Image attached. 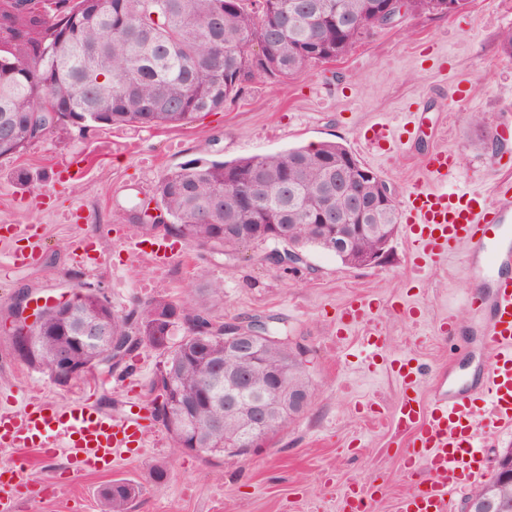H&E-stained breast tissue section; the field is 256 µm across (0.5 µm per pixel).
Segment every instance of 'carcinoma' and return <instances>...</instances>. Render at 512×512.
Listing matches in <instances>:
<instances>
[{
  "label": "carcinoma",
  "mask_w": 512,
  "mask_h": 512,
  "mask_svg": "<svg viewBox=\"0 0 512 512\" xmlns=\"http://www.w3.org/2000/svg\"><path fill=\"white\" fill-rule=\"evenodd\" d=\"M59 0L47 16L35 0H8L0 6V155L19 153L35 143L43 128L38 110H59L58 124L84 130L117 125L173 128L203 113L221 112L258 77L271 82L316 64L346 56L374 32L370 10L379 0ZM440 0H407L412 15L432 14ZM356 180L350 191L369 200L385 180L360 177L364 165L339 142L290 148L233 161L194 158L168 173L157 189L167 224H140L145 232L173 237L228 258L253 245L321 249L317 238L335 229L323 225L327 209L346 207L336 192V167ZM224 297L213 281L182 305L184 334L165 350L173 360V387L154 377L151 411L170 417L165 430L178 441L184 429L199 431L206 461L224 459V438L238 417L224 405L227 375L235 363L224 360V324L210 305ZM163 298L117 311L89 295L85 310L98 315L118 346L132 333L155 347L160 331L153 312L165 314ZM46 335L36 353L22 362L46 375L54 371L53 352L72 343L76 320L44 316ZM254 365L257 382L269 394L270 373L288 368V384L311 397V382L299 359L301 342L288 327ZM140 487L114 480L101 496L105 512H127ZM494 501L493 512H512V483L489 479L467 496L474 510Z\"/></svg>",
  "instance_id": "obj_1"
}]
</instances>
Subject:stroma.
<instances>
[{
    "mask_svg": "<svg viewBox=\"0 0 512 512\" xmlns=\"http://www.w3.org/2000/svg\"><path fill=\"white\" fill-rule=\"evenodd\" d=\"M509 28L512 0H472L453 16L407 17L363 38L335 62L274 84L256 79L224 111L182 128L82 132L62 125L26 150L0 156V225L25 229L0 241V311L21 288L58 299L91 286L122 311L154 298L181 305L197 288L220 280L224 297L213 304V318L283 319L310 350L313 388L309 409L294 424L254 452L220 464L180 450L160 426L138 452L119 456L111 472H88L63 484L56 478L68 465L65 455L41 461L35 449H24L21 454L36 461V476L56 489L40 498L20 493L15 512H103L100 490L115 479L142 488L131 512H336L337 496L353 482L385 485L376 512H395L396 499L420 479L403 469L392 427L403 387L389 368L368 370L366 327L340 334L336 318L347 303L366 300L387 338L386 357L406 353L422 366L418 395L426 403L444 373L461 379L480 373L486 315L459 301L475 291L492 294L496 272L484 262L470 263L462 248L415 280L402 229L374 267H347L313 251L306 266L284 269L261 262L250 247L229 259L174 239L165 240L168 259L158 265L150 257L154 237L133 226L129 211L155 199L166 174L191 159L228 161L326 141L347 146L398 199H405L438 147L457 154L456 187L493 197L498 181L512 180V147L487 138L495 126L512 127V59L499 46ZM407 112L415 125L411 145L380 157L364 150L360 136L371 124L396 123ZM473 113L482 118L480 128L464 125ZM31 239L40 244L35 260L3 263L6 253L25 249ZM87 245L98 257L91 267L80 261ZM405 295L423 308L422 322L395 311ZM449 310L457 332L448 336L434 322ZM160 360L144 346L127 371L62 387L20 361L0 335V397L18 408L86 397L120 416L130 399L149 402ZM158 465L168 472L159 484L151 479Z\"/></svg>",
    "mask_w": 512,
    "mask_h": 512,
    "instance_id": "1",
    "label": "stroma"
}]
</instances>
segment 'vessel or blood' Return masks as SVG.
Listing matches in <instances>:
<instances>
[{"label": "vessel or blood", "mask_w": 512, "mask_h": 512, "mask_svg": "<svg viewBox=\"0 0 512 512\" xmlns=\"http://www.w3.org/2000/svg\"><path fill=\"white\" fill-rule=\"evenodd\" d=\"M413 135L408 123L379 121L367 138L374 154L407 144ZM457 173L454 152L440 149L426 160L425 176L408 192L401 217L410 241L414 272L446 262L458 248L487 251L491 266L512 262V253L498 244L512 234V182L496 186L494 200L481 193L449 189ZM486 361L478 381L462 386L442 385L428 405L409 390L419 380L412 358L397 360L395 371L406 392L394 408L397 435L407 438L403 465L424 473L396 503L395 512H453L455 497L482 477L483 448L490 431L512 429V278H500L487 303ZM153 428L147 407L123 419L79 400L58 408L30 403L22 409L0 407V450L34 448L38 459L66 453L72 473L108 472L114 457L142 447ZM40 493L32 461L19 458L0 468V512H13L20 488ZM384 490L352 483L338 497L337 512H374Z\"/></svg>", "instance_id": "1"}]
</instances>
